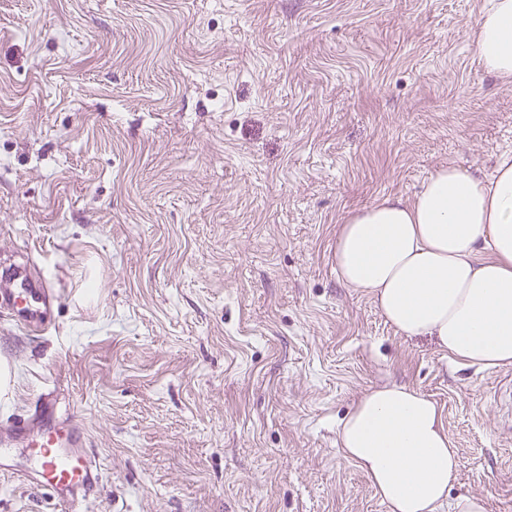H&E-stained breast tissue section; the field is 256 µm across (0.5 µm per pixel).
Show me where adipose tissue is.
I'll return each mask as SVG.
<instances>
[{"label":"adipose tissue","instance_id":"1","mask_svg":"<svg viewBox=\"0 0 512 512\" xmlns=\"http://www.w3.org/2000/svg\"><path fill=\"white\" fill-rule=\"evenodd\" d=\"M475 45L486 72L512 79V0H489ZM336 269L405 336L434 338L463 365L512 366V156H498L488 176L441 168L413 202L388 196L356 211L338 231ZM338 438L389 512L446 502L458 451L424 394L371 389Z\"/></svg>","mask_w":512,"mask_h":512}]
</instances>
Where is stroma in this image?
I'll return each instance as SVG.
<instances>
[{"instance_id": "35a3bbf8", "label": "stroma", "mask_w": 512, "mask_h": 512, "mask_svg": "<svg viewBox=\"0 0 512 512\" xmlns=\"http://www.w3.org/2000/svg\"><path fill=\"white\" fill-rule=\"evenodd\" d=\"M487 0H0V259L61 294L0 312V420L48 388L100 453L82 512H388L344 457L369 389L434 400L449 500L512 512V367H464L336 271V230L512 153ZM0 512H64L0 472Z\"/></svg>"}]
</instances>
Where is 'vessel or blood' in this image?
I'll return each mask as SVG.
<instances>
[{
    "mask_svg": "<svg viewBox=\"0 0 512 512\" xmlns=\"http://www.w3.org/2000/svg\"><path fill=\"white\" fill-rule=\"evenodd\" d=\"M56 298L25 267L0 269V307L12 311L15 325L30 335L42 333ZM18 455L25 459L23 477L47 489L60 504L89 497L101 481L97 449L52 390L40 394L26 414L0 425V462Z\"/></svg>",
    "mask_w": 512,
    "mask_h": 512,
    "instance_id": "obj_1",
    "label": "vessel or blood"
}]
</instances>
